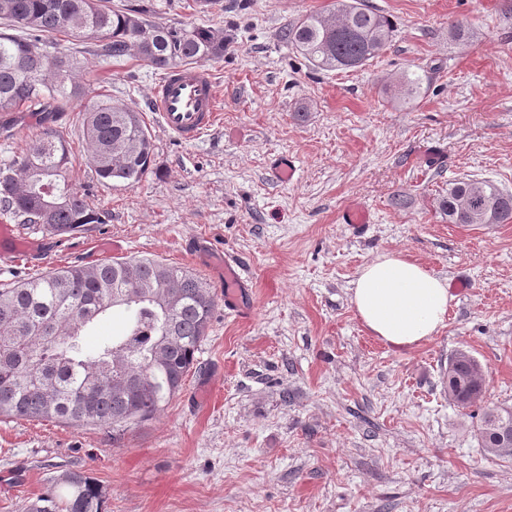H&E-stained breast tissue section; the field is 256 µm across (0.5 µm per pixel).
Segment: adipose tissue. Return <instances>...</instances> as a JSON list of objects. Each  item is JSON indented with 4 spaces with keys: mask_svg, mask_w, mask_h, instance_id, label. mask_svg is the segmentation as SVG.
<instances>
[{
    "mask_svg": "<svg viewBox=\"0 0 512 512\" xmlns=\"http://www.w3.org/2000/svg\"><path fill=\"white\" fill-rule=\"evenodd\" d=\"M452 300L447 279L400 251L365 262L350 288V303L364 330L396 349L417 347L437 335Z\"/></svg>",
    "mask_w": 512,
    "mask_h": 512,
    "instance_id": "ef3b65f1",
    "label": "adipose tissue"
}]
</instances>
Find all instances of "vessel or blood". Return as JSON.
Listing matches in <instances>:
<instances>
[{"mask_svg":"<svg viewBox=\"0 0 512 512\" xmlns=\"http://www.w3.org/2000/svg\"><path fill=\"white\" fill-rule=\"evenodd\" d=\"M152 107L165 129L185 143L200 139L214 127L219 118L220 92L213 73L201 66H179L170 69L155 85ZM43 246L42 239L16 236L12 225H0V264L10 265L23 256H35ZM201 256L217 265L224 276V306L235 316L245 315L243 301L246 281L237 263L223 259L221 249L201 246Z\"/></svg>","mask_w":512,"mask_h":512,"instance_id":"b4317fda","label":"vessel or blood"}]
</instances>
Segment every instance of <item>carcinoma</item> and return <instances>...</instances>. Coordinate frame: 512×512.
I'll return each mask as SVG.
<instances>
[{
    "instance_id": "cac0c4a2",
    "label": "carcinoma",
    "mask_w": 512,
    "mask_h": 512,
    "mask_svg": "<svg viewBox=\"0 0 512 512\" xmlns=\"http://www.w3.org/2000/svg\"><path fill=\"white\" fill-rule=\"evenodd\" d=\"M109 0H0V112H41L52 122L79 102L88 160L104 183L131 185L149 172L151 134L139 113L112 99H91L76 80L82 68L61 38L100 40V56H135L161 70L224 58V36L204 26L163 25L144 8L115 10ZM394 22L363 0H336L329 14H309L283 38L316 69H356L392 41ZM55 45V51L47 50ZM422 76L401 74L399 98L421 95ZM66 141L51 127L0 165V210L56 235L106 223L86 194L64 180ZM440 210L450 224H502L512 194L486 180L448 185ZM216 297L192 272L151 258L70 265L0 289V415L112 428L154 419L182 389L216 311ZM126 313L121 334L88 349L81 336L114 309ZM459 407L483 398L471 362L454 361L444 381ZM481 447L512 436V409L486 406L477 426ZM35 512H104L92 477L71 473L51 485Z\"/></svg>"
}]
</instances>
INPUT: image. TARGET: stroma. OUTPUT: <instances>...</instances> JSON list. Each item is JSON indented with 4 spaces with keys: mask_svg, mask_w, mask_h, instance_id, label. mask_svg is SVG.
<instances>
[{
    "mask_svg": "<svg viewBox=\"0 0 512 512\" xmlns=\"http://www.w3.org/2000/svg\"><path fill=\"white\" fill-rule=\"evenodd\" d=\"M150 20L224 35L209 62L223 120L193 143L152 112L159 70L76 44L94 95L139 112L152 171L134 185L98 180L78 115L57 124L71 147L65 176L106 223L71 235L37 228L45 252L0 266V288L72 264L153 258L186 268L223 297L187 241L238 261L246 317L217 308L182 390L160 415L111 429L0 416V512H29L52 481L94 478L105 512H512V459L486 455L482 405L443 389L464 349L484 369L483 403L512 408V222L448 223L439 201L458 179L512 193V0H366L396 25L382 54L322 71L283 29L334 0H144ZM464 24L466 41L448 29ZM423 79L415 104L384 93L401 72ZM295 160L282 182L276 159ZM369 209L356 236L347 207ZM120 248L96 252L97 238ZM404 252L463 280L445 328L418 347L370 336L349 302L358 268Z\"/></svg>",
    "mask_w": 512,
    "mask_h": 512,
    "instance_id": "1",
    "label": "stroma"
}]
</instances>
